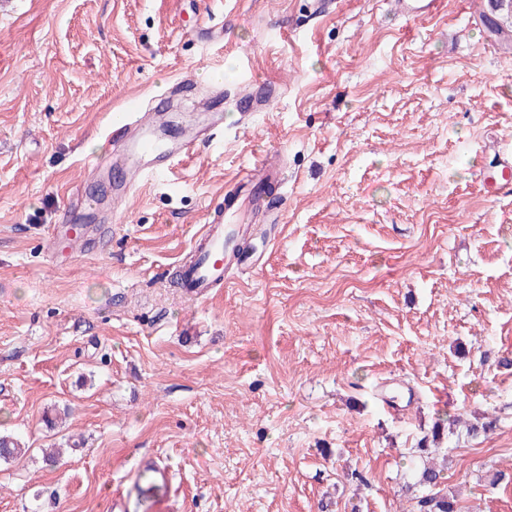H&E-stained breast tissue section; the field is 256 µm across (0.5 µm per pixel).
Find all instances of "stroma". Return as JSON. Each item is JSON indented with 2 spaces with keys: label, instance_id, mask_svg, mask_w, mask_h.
<instances>
[{
  "label": "stroma",
  "instance_id": "1",
  "mask_svg": "<svg viewBox=\"0 0 512 512\" xmlns=\"http://www.w3.org/2000/svg\"><path fill=\"white\" fill-rule=\"evenodd\" d=\"M487 8L0 0V433L27 448L0 462V512H145L148 461L170 479L156 512H411L418 443L449 414L443 488L512 512V183L482 184L512 161V53ZM186 75L163 111L222 113L224 138L113 223L112 177L87 169L105 123ZM259 82L273 100L240 118ZM269 154L287 176L279 223L252 217L262 266L183 294L208 210ZM74 193L112 230L50 254ZM443 4L442 0H395L402 15L415 19L437 14Z\"/></svg>",
  "mask_w": 512,
  "mask_h": 512
}]
</instances>
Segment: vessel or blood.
Listing matches in <instances>:
<instances>
[{"instance_id":"obj_1","label":"vessel or blood","mask_w":512,"mask_h":512,"mask_svg":"<svg viewBox=\"0 0 512 512\" xmlns=\"http://www.w3.org/2000/svg\"><path fill=\"white\" fill-rule=\"evenodd\" d=\"M395 4L402 15L415 19L437 14L443 0H395ZM222 125L218 118L189 119L180 125L178 138L172 141L164 127L152 121L148 113L137 109L108 119L105 130L112 141V161L124 173L121 180L112 184L114 200L124 201L131 193V174H138L144 180L169 176L185 157L212 143ZM282 180V170L275 164L265 163L256 169L244 170L238 184L256 192L264 186L279 185ZM239 210L236 196L230 194L225 196L223 207L209 211L206 224L194 240V259L183 264L180 274V286L190 297H199L211 289L223 287L225 269L248 262L249 256L240 250L239 242L252 234L253 229L232 223V216ZM97 211V204L86 200L78 202L70 223L52 226L46 240L47 249L55 250L61 244H78L83 249H90L104 230L103 225L94 221ZM144 471L149 474L150 481L141 490L142 501L147 512H152L168 487L167 477L155 466H145Z\"/></svg>"}]
</instances>
